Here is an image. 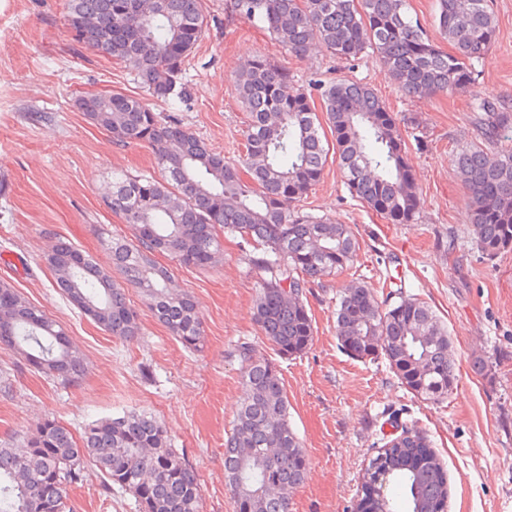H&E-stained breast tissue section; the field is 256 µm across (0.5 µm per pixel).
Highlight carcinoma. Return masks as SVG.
<instances>
[{"instance_id": "cac0c4a2", "label": "carcinoma", "mask_w": 512, "mask_h": 512, "mask_svg": "<svg viewBox=\"0 0 512 512\" xmlns=\"http://www.w3.org/2000/svg\"><path fill=\"white\" fill-rule=\"evenodd\" d=\"M436 24L454 52L439 51L407 10V0H231L233 12L263 24L296 57L317 41L347 63L372 53L408 97L460 92L496 36L488 0H437ZM74 39L131 68L146 93L183 96L179 76L207 32L203 0H69ZM232 83L249 119L244 156L231 165L174 118L141 99L89 95L76 100L86 121L117 145L148 144L162 178L112 175L107 206L132 239H103L112 265L102 266L66 241L44 256L56 287L83 315L112 336L139 335V315L126 297L135 288L154 316L186 347L201 342L195 300L171 288L167 255L185 267H214L223 256L217 228L253 247L249 261L270 273L259 288L254 320L283 356L304 353L314 326L306 288L353 265L360 249L350 225L303 212L294 203L320 181L328 150L322 144L312 95L288 73L254 58ZM335 138L336 161L351 195L391 224H412L420 194L406 160L397 119L366 84L339 77L316 80ZM482 134L512 141V108L484 101ZM457 172L471 212L474 240L491 258L512 247V148L480 147L458 154ZM341 348L358 359L383 356L408 389L440 401L452 393L454 362L448 331L416 298L383 306L372 287L351 282L336 302ZM0 345L64 384L86 372L81 352L63 328L8 282H0ZM242 399L224 441V478L236 512H290L308 460L288 419V397L277 366L238 348ZM372 458L363 479L372 484L391 463L387 482L403 489L412 512H437L448 483L437 457L420 447L419 432ZM94 466L104 489L129 492L139 512H200L202 487L188 461L172 448L154 417L131 411L89 424L80 440L53 419L39 422L18 448L0 447V512H73L67 491Z\"/></svg>"}]
</instances>
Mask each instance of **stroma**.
Here are the masks:
<instances>
[{
	"mask_svg": "<svg viewBox=\"0 0 512 512\" xmlns=\"http://www.w3.org/2000/svg\"><path fill=\"white\" fill-rule=\"evenodd\" d=\"M228 4L204 0L208 32L180 76L184 95L152 101L153 110L234 163L245 152L247 114L232 77L253 56L288 71L298 87L336 77L367 84L400 119L420 190L415 223H387L350 195L328 162L299 206L350 225L360 251L350 270L308 289L316 333L304 354L278 355L255 323L265 273L250 264V246L228 234L214 267L161 260L174 286L198 305L200 348L184 347L132 289L140 334L132 342L113 338L59 294L43 256L49 242L65 239L105 265L98 228L128 235L106 206L105 189L116 172L153 175L152 150L114 144L75 102L145 91L134 71L74 41L67 0H0V280L49 313L87 364L78 384L63 385L0 345V443H21L46 418L77 435L93 421L145 412L197 472L202 512H234L224 440L242 396L236 349L245 343L254 359L276 364L307 455L292 512H355L365 468L397 423L426 435L447 473L448 512H512V248L491 259L477 248L454 167L457 153L485 144L477 101L512 106V0H491L496 40L471 89L414 98L397 91L374 54L351 68L317 46L295 58L259 24L230 14ZM357 279L378 299L426 302L445 324L456 374L447 399L417 396L384 358L357 360L342 351L336 296ZM69 497L76 512H136L130 494L104 491L94 475Z\"/></svg>",
	"mask_w": 512,
	"mask_h": 512,
	"instance_id": "35a3bbf8",
	"label": "stroma"
}]
</instances>
